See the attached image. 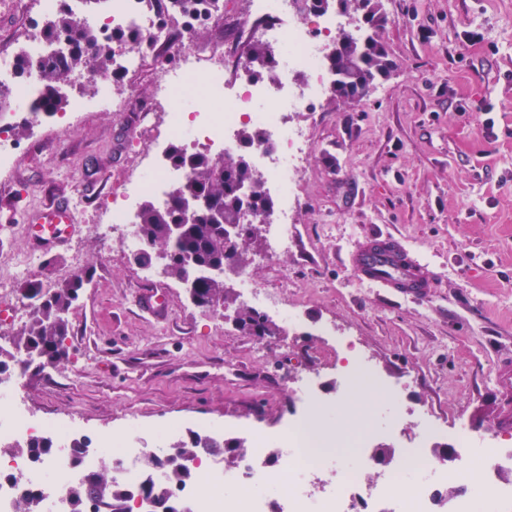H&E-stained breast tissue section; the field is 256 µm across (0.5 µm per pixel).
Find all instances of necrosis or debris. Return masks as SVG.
Returning <instances> with one entry per match:
<instances>
[{"label":"necrosis or debris","mask_w":512,"mask_h":512,"mask_svg":"<svg viewBox=\"0 0 512 512\" xmlns=\"http://www.w3.org/2000/svg\"><path fill=\"white\" fill-rule=\"evenodd\" d=\"M250 6L263 21L255 33L274 52L276 76L271 80L251 76L233 90L225 85L223 56L172 42L144 0H112L110 12L100 17L98 26L105 33H142L166 50L153 109L164 115L165 137L181 139L188 152L214 157L233 154L239 148L236 133L241 127L253 125L263 130L265 138L253 146L251 157L258 179L279 200L277 212L268 218L277 227L272 245L277 254L287 251L292 240L300 205L296 173L307 159L309 144L307 130L294 125L290 116L316 108L335 80L328 57L337 38L344 33L359 36L361 24L330 10H315L312 0H250ZM57 7V0H36L34 23L18 33L33 65L27 77L18 78L13 59L0 55V100L6 103L0 109V172L12 170L16 163L7 114L21 104L29 110L30 123L40 120L32 111L42 97L36 67L47 54L39 22L51 17ZM140 64L134 51L113 54L111 72L93 76L96 99L75 101L73 112L110 106L114 79L135 72ZM147 171V176L117 189L111 209L103 216L113 239L130 251L143 246L135 224L142 199L165 203L170 190L185 177L184 171L169 165L163 142L157 143ZM25 365V356L15 354L10 374L0 383V444L13 449L7 466L0 467V512H16L19 503L38 489L45 492L42 512H65L67 486L80 473L92 470L108 448L116 451L118 464L112 477L117 484L133 492L146 479L163 481L162 470L148 471L143 466L147 454L160 457L163 449L147 451L134 424L123 438L104 436L87 448L81 461H73L71 447L78 435L73 421L56 417L35 421L22 410ZM304 401L306 411L294 414L279 438L275 466L267 464L269 434L260 428L245 429L247 446L237 465L228 468L217 459L196 464L199 478L178 488L179 502L190 512H477V501L469 491L482 488L506 512H512V483L500 479L503 471L512 470L511 441L494 436L476 438L458 431L452 441L465 463L451 470L403 447V469L416 470L419 478L410 493L402 496L398 493L400 471L368 481L361 471L347 469L344 463L326 467L306 434L307 424L320 412L314 388H306ZM39 437L51 438L53 448L49 456L36 459L22 447ZM452 482L465 487V495L446 498Z\"/></svg>","instance_id":"4bbe7bcc"}]
</instances>
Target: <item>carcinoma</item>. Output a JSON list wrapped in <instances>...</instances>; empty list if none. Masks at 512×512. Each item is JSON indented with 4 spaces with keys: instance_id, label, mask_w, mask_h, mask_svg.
Segmentation results:
<instances>
[{
    "instance_id": "obj_1",
    "label": "carcinoma",
    "mask_w": 512,
    "mask_h": 512,
    "mask_svg": "<svg viewBox=\"0 0 512 512\" xmlns=\"http://www.w3.org/2000/svg\"><path fill=\"white\" fill-rule=\"evenodd\" d=\"M154 11L159 23L168 29L190 30L197 35L206 28L211 17L212 0H145ZM342 12L360 15L368 29L362 38L341 37L330 65L336 74L331 92L336 100L345 104L365 97L380 79L391 73L393 61L387 45L378 31L386 21L381 13L379 0H341ZM46 41L63 43L68 53L55 51L39 65V75L44 86L43 108L49 114L59 112L64 105L60 84L71 80L73 74L84 67L109 70L112 55L109 46L99 40L96 28L91 24L80 25L73 19L67 0L55 17L43 26ZM115 38L140 52L152 48L151 42L138 33H120ZM247 62L253 73L273 75L276 59L270 47L249 33ZM171 163L187 170V177L170 193L168 201L157 205L145 202L137 215L138 230L148 252L146 262L156 255L166 257L164 273L190 285L189 296L194 305L214 309L229 302L230 288L224 280V267L243 266L252 245L262 240V224L252 223L245 227L239 239L232 243L224 239V225L239 224L243 214L241 188L252 185L250 206L256 212L272 209L273 201L264 192L252 167L242 154L212 158L203 153H188L180 145L169 152ZM203 196L210 208L196 213L191 223H181V204L184 200ZM179 224L178 236L170 235V225ZM85 278L75 277L53 289H45L36 281L21 289V296L31 300V316L28 322L13 335L16 348L32 360L42 361L49 357L53 364L65 361L69 356L66 340L70 336L67 314L78 299ZM236 320L239 327L253 336H273L276 328L258 311L241 308ZM241 443L236 439H218L190 434L166 455L165 481L147 482L141 489L153 495L162 505V512H180L174 504L175 490L194 476L188 460L210 454H224L234 463ZM209 452H204V449ZM135 494L117 487L112 477L103 470L89 471L69 489L70 512H132L131 502Z\"/></svg>"
}]
</instances>
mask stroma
<instances>
[{
  "label": "stroma",
  "mask_w": 512,
  "mask_h": 512,
  "mask_svg": "<svg viewBox=\"0 0 512 512\" xmlns=\"http://www.w3.org/2000/svg\"><path fill=\"white\" fill-rule=\"evenodd\" d=\"M380 35L395 68L360 102L324 98L293 118L310 135L298 174L294 244L269 256L250 248L252 282L293 321L257 338L226 307H195L181 284L100 236V214L153 139L149 108L162 48L112 88L114 109L84 120L47 116L17 137L16 165L0 178V332L29 317L20 290L89 274L68 315L70 356L30 365L23 402L35 416L80 420L87 440L154 433L174 424L285 430L310 376L334 400L350 350L374 367L355 388L374 391L368 436L327 410L339 452L396 448L425 415L475 435L512 436V0H380ZM248 0L193 37L195 49L231 42L249 27ZM67 199L77 228L68 243L31 247L22 215ZM378 231L400 238L432 274L423 299L393 298L362 282L348 255ZM166 299L143 312L141 292ZM353 349H346L344 340Z\"/></svg>",
  "instance_id": "stroma-1"
}]
</instances>
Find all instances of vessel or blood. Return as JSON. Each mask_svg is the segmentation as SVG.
Here are the masks:
<instances>
[{"instance_id":"1","label":"vessel or blood","mask_w":512,"mask_h":512,"mask_svg":"<svg viewBox=\"0 0 512 512\" xmlns=\"http://www.w3.org/2000/svg\"><path fill=\"white\" fill-rule=\"evenodd\" d=\"M74 222L73 209L61 201L48 210L30 213L26 227L33 247L42 250L59 245ZM353 267L362 280L396 295L423 296L432 286L426 268L388 236L361 244L354 253Z\"/></svg>"}]
</instances>
